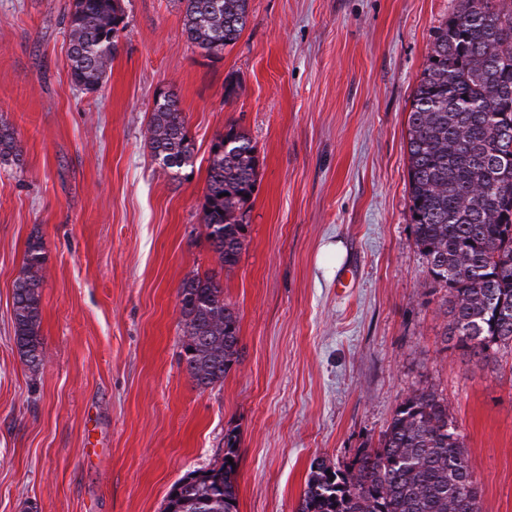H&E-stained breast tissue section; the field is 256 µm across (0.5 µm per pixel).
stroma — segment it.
<instances>
[{"mask_svg": "<svg viewBox=\"0 0 512 512\" xmlns=\"http://www.w3.org/2000/svg\"><path fill=\"white\" fill-rule=\"evenodd\" d=\"M94 90L68 60L72 0H0V512H162L235 432L238 512H296L312 461L346 469L413 391L448 402L482 512H512V344L481 359L442 338L448 291L414 243L408 116L458 0H250L221 59L175 0H120ZM171 94L194 147L173 173L147 125ZM257 149L247 238L223 269L202 222L210 147ZM46 263L35 370L13 340L26 243ZM340 244L342 264L319 263ZM212 273L241 359L198 387L180 359L183 279ZM0 165L21 166L22 154L18 147L15 131L0 121Z\"/></svg>", "mask_w": 512, "mask_h": 512, "instance_id": "1", "label": "stroma"}]
</instances>
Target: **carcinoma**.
Here are the masks:
<instances>
[{"label": "carcinoma", "mask_w": 512, "mask_h": 512, "mask_svg": "<svg viewBox=\"0 0 512 512\" xmlns=\"http://www.w3.org/2000/svg\"><path fill=\"white\" fill-rule=\"evenodd\" d=\"M187 40L223 57L249 18V0H177ZM121 21L120 0H73L68 58L72 82L96 89L109 69ZM231 145L210 148L203 223L222 267L240 259L247 234L243 207L258 159L231 124ZM152 155L169 169L193 165L176 99L155 101L147 127ZM410 212L415 245L429 276L448 288L446 340L475 356L512 342V3L460 0L440 26L409 113ZM0 165L21 166L15 131L0 121ZM44 244L28 240L13 285L15 343L32 370L45 358L39 327ZM185 327L181 360L197 386L224 381L239 362L238 316L214 275L194 274L179 288ZM220 465L180 479L163 512H237L236 436H225ZM297 512H481L477 481L448 402L413 392L397 408L379 446L345 470L314 462Z\"/></svg>", "instance_id": "obj_1"}]
</instances>
